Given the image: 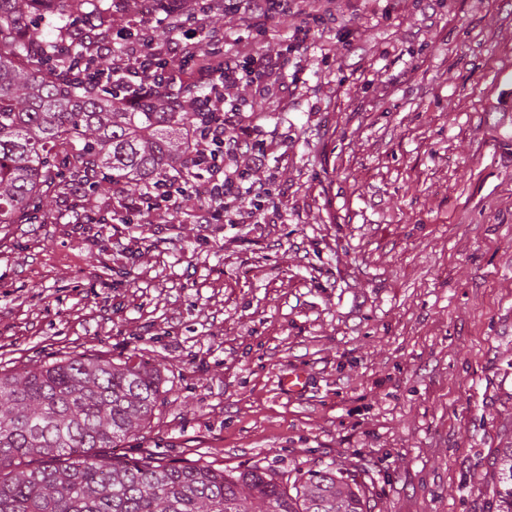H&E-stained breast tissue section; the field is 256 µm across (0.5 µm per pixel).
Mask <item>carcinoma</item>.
I'll return each mask as SVG.
<instances>
[{
	"label": "carcinoma",
	"instance_id": "cac0c4a2",
	"mask_svg": "<svg viewBox=\"0 0 512 512\" xmlns=\"http://www.w3.org/2000/svg\"><path fill=\"white\" fill-rule=\"evenodd\" d=\"M176 20L213 9L181 0ZM143 0H0V224H33L77 184L142 191L187 180L200 116L184 92L148 98L114 83L75 28L112 24ZM160 369L71 357L0 371V512H368L365 488L331 463L286 485L264 469L216 471L104 457L156 409ZM495 512H512V448L492 462Z\"/></svg>",
	"mask_w": 512,
	"mask_h": 512
}]
</instances>
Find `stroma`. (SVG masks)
I'll return each mask as SVG.
<instances>
[{"label": "stroma", "mask_w": 512, "mask_h": 512, "mask_svg": "<svg viewBox=\"0 0 512 512\" xmlns=\"http://www.w3.org/2000/svg\"><path fill=\"white\" fill-rule=\"evenodd\" d=\"M303 10L256 38L270 100L232 91L279 145L239 162L276 223L194 224L190 195L161 219L123 186L0 224V371L147 360L133 456L334 463L372 512H491L512 446V0H336L298 45ZM88 213L127 221L90 236Z\"/></svg>", "instance_id": "1"}]
</instances>
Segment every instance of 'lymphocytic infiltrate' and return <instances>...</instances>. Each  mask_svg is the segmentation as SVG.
Masks as SVG:
<instances>
[{
  "instance_id": "1",
  "label": "lymphocytic infiltrate",
  "mask_w": 512,
  "mask_h": 512,
  "mask_svg": "<svg viewBox=\"0 0 512 512\" xmlns=\"http://www.w3.org/2000/svg\"><path fill=\"white\" fill-rule=\"evenodd\" d=\"M98 41L102 53L112 56L114 77L150 74V81L142 89L146 95L153 94L157 87L179 83L188 92L191 108L208 115L204 129L192 143V162L198 177L174 187L166 179L157 180L147 192L148 207L162 209L188 193L202 203L195 216L197 223H269L274 213L265 207L271 196L268 183L250 180L237 165L239 158L246 157L253 167H264L267 145L257 141L249 127L238 121L239 105L228 95L244 75L255 84L258 96L266 94L265 72L257 64L255 40L213 31L206 42L200 43L180 25L170 38L173 66L159 71L153 68L154 56L138 53L135 39L108 32L99 35Z\"/></svg>"
}]
</instances>
